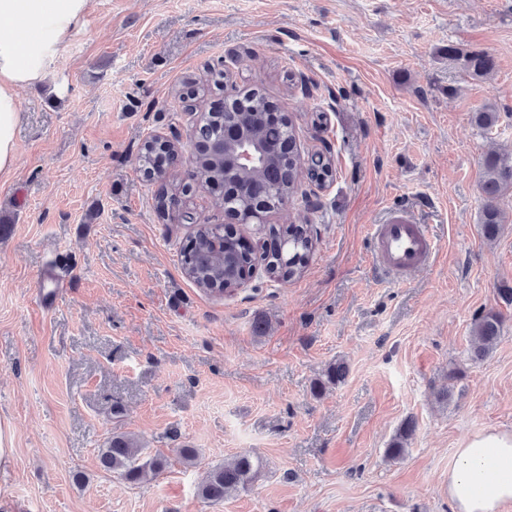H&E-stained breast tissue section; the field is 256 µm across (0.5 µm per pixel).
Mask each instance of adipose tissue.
Returning a JSON list of instances; mask_svg holds the SVG:
<instances>
[{
	"instance_id": "1",
	"label": "adipose tissue",
	"mask_w": 512,
	"mask_h": 512,
	"mask_svg": "<svg viewBox=\"0 0 512 512\" xmlns=\"http://www.w3.org/2000/svg\"><path fill=\"white\" fill-rule=\"evenodd\" d=\"M92 0H0V173L17 158L19 89L44 82ZM453 512H501L512 503V435L468 440L448 470Z\"/></svg>"
}]
</instances>
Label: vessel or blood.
<instances>
[{
    "label": "vessel or blood",
    "instance_id": "b4317fda",
    "mask_svg": "<svg viewBox=\"0 0 512 512\" xmlns=\"http://www.w3.org/2000/svg\"><path fill=\"white\" fill-rule=\"evenodd\" d=\"M373 259L382 269L405 276L427 265L437 244L425 225L407 213H393L386 223L375 225Z\"/></svg>",
    "mask_w": 512,
    "mask_h": 512
}]
</instances>
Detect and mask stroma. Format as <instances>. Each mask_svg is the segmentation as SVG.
Returning <instances> with one entry per match:
<instances>
[{
  "label": "stroma",
  "instance_id": "obj_1",
  "mask_svg": "<svg viewBox=\"0 0 512 512\" xmlns=\"http://www.w3.org/2000/svg\"><path fill=\"white\" fill-rule=\"evenodd\" d=\"M452 45L494 70L470 75ZM209 68L224 87L204 108L262 89L301 155L336 171L242 229L258 254L269 225H311L303 274L259 269L226 296L179 263L197 225L230 221L213 192L164 220L138 169L156 136L178 143L171 172L189 182L179 95ZM53 71L19 90L18 161L0 175V512H452L457 448L512 433V195L495 240L480 224L481 162L512 149V0H94ZM489 102L487 132L471 115ZM397 208L438 245L402 281L371 259L372 225ZM50 266L63 296L45 309ZM488 309L503 326L476 363ZM339 359L344 382L316 393ZM116 431L164 452L165 470L141 485L104 471ZM243 452L263 461L253 484L202 499L208 472ZM501 326L502 320L498 312L488 311L476 315L472 333L477 345L472 352V360L483 361L488 356L500 337ZM415 430L414 423L412 421L405 422L389 442L388 447L385 450L386 457L390 460L401 459L406 451L407 445Z\"/></svg>",
  "mask_w": 512,
  "mask_h": 512
}]
</instances>
